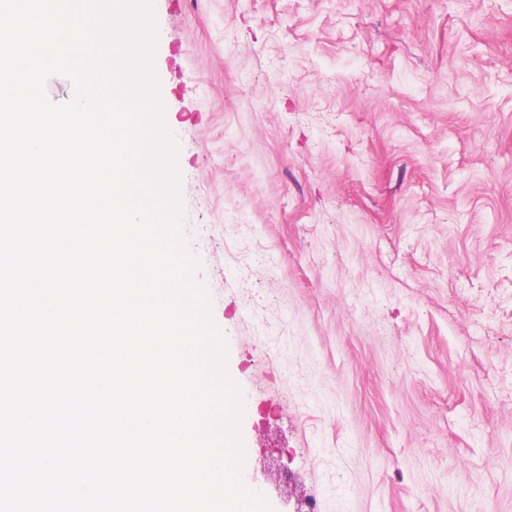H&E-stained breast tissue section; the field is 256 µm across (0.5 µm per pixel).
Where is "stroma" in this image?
<instances>
[{
	"mask_svg": "<svg viewBox=\"0 0 512 512\" xmlns=\"http://www.w3.org/2000/svg\"><path fill=\"white\" fill-rule=\"evenodd\" d=\"M153 9L251 488L512 512V0Z\"/></svg>",
	"mask_w": 512,
	"mask_h": 512,
	"instance_id": "35a3bbf8",
	"label": "stroma"
}]
</instances>
